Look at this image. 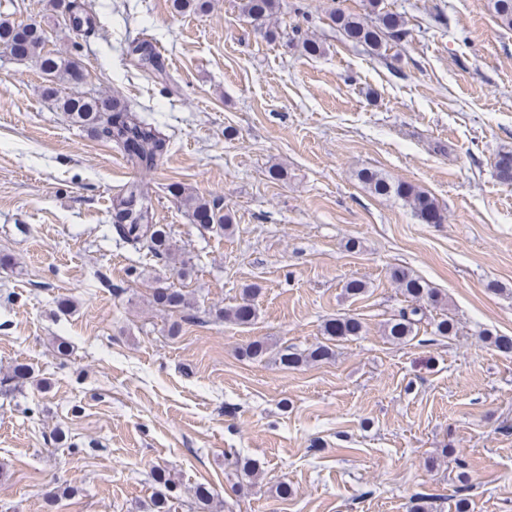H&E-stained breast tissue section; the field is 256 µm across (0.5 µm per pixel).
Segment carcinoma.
<instances>
[{"label": "carcinoma", "mask_w": 512, "mask_h": 512, "mask_svg": "<svg viewBox=\"0 0 512 512\" xmlns=\"http://www.w3.org/2000/svg\"><path fill=\"white\" fill-rule=\"evenodd\" d=\"M492 9L501 26L512 29V0H491ZM72 10L69 24L72 29L85 34L98 31L97 17L89 0H71ZM241 12L258 28L269 25L274 14V0H241ZM380 25L370 26L365 19L354 14L336 11L335 22L345 35L375 51L382 47V37L400 41L407 35L399 16L386 13L379 18ZM0 48L10 54L29 59L46 76L49 85L44 94L56 106L69 113L73 123L88 128L115 145L125 156L126 162L139 171L154 169L170 151V140L156 127L142 120L119 98H103L95 93L75 91L82 82L83 74L79 60L45 50V35L41 26L16 25L0 19ZM497 178L502 183L512 184V154H504L495 164ZM363 183L377 195L395 196L403 200L423 224H440L444 215L435 200L425 191L406 182L393 183L382 174L365 170L360 174ZM180 204L192 216L194 222L208 229L227 232L232 227L224 206L218 200H208L197 194L179 189ZM149 189L140 180L127 182L112 205L115 215L112 228L118 237L134 251H145L159 259L176 256V245L167 230L152 223ZM391 278L402 288L410 304L401 309L386 325L387 336L405 343L418 329L426 316L422 300L438 305L440 298L435 290L420 277L404 269H395ZM153 302L165 309L182 313L181 321L173 322L169 334L177 336L182 323L197 319L194 302L186 294L168 286H158L152 294ZM256 310L246 300L234 306L216 311V318L238 325L252 323ZM363 330L362 323L354 317L336 318L324 326V335L329 339L357 336ZM334 355L327 344H320L306 355L284 352L280 362L285 366L299 362H319Z\"/></svg>", "instance_id": "obj_1"}]
</instances>
